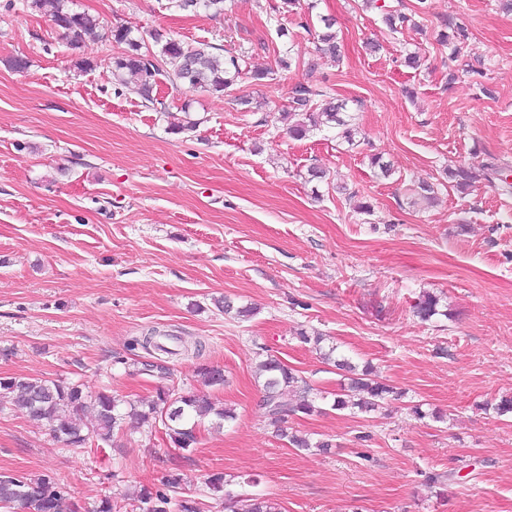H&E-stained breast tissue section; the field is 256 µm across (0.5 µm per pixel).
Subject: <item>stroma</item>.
Returning <instances> with one entry per match:
<instances>
[{
    "instance_id": "35a3bbf8",
    "label": "stroma",
    "mask_w": 512,
    "mask_h": 512,
    "mask_svg": "<svg viewBox=\"0 0 512 512\" xmlns=\"http://www.w3.org/2000/svg\"><path fill=\"white\" fill-rule=\"evenodd\" d=\"M280 5L224 0L216 15L169 0H66L99 23L74 48L30 0H0V378L126 401L205 390L236 414L202 425L187 457L163 428L133 421L110 446L70 448L2 394L0 473L53 475L87 510L108 494L132 512L140 489L174 471L205 512H224L206 486L218 472L253 477L230 492L281 512H512V417L493 409L512 396V191L482 175L490 161L512 169V13L498 0H427L419 28L394 33L363 0ZM324 16L342 61L315 51ZM449 21L466 25L476 69L453 82L438 41ZM120 25L227 48L277 75L221 96L162 76L148 106L112 82ZM414 49L416 69L404 62ZM17 55L27 69L9 67ZM285 55L297 66L277 71ZM299 81L347 100L358 145L332 129L289 136L280 114ZM313 165L331 184L308 182ZM458 165L477 175L466 195L445 174ZM422 181L435 204H412ZM426 292L442 313L423 322L413 305ZM221 297L254 315L219 311ZM152 327L201 339L202 357L169 356L163 377L114 364ZM305 334L372 365L400 399L370 414L332 409L344 378ZM270 355L319 397V412L289 427L328 451L275 435L255 376ZM203 364L223 369V386L203 388ZM431 472L452 474L446 492L427 485Z\"/></svg>"
}]
</instances>
